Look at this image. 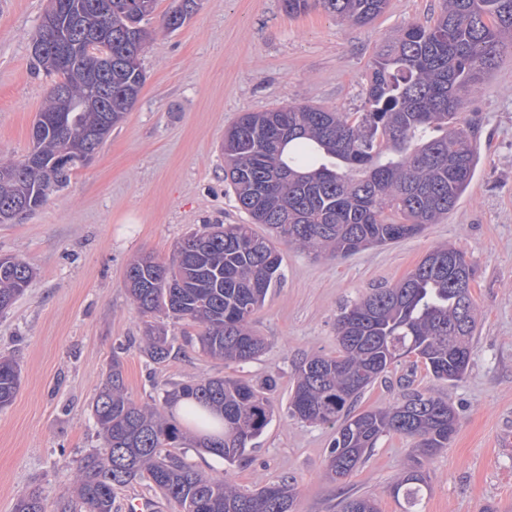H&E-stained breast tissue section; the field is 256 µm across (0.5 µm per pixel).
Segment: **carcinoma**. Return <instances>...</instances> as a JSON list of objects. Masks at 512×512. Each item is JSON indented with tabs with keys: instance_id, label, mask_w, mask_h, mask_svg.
<instances>
[{
	"instance_id": "carcinoma-1",
	"label": "carcinoma",
	"mask_w": 512,
	"mask_h": 512,
	"mask_svg": "<svg viewBox=\"0 0 512 512\" xmlns=\"http://www.w3.org/2000/svg\"><path fill=\"white\" fill-rule=\"evenodd\" d=\"M157 0H51L50 25H38L36 62L63 85L66 100L48 92L32 128L36 155L0 157V224L36 211L68 185L136 103L146 81L141 56L152 37L146 24ZM298 15L315 7L366 24L387 0H281ZM198 0H173L162 27L172 33L197 11ZM95 34L97 52L84 41ZM512 48V0H440L433 24H411L375 55L363 110L336 112L293 103L244 112L224 133V181L247 224H207L178 242L168 262L150 254L133 259L125 286L139 314L187 321L199 328L205 354L238 364L256 359L265 340L252 317L281 282L278 245L327 257L348 256L421 235L448 216L469 188L478 150L471 124L460 114L488 72ZM262 224L266 236L253 225ZM474 273L460 250L428 252L392 287L373 288L344 307L336 355H316L298 367L287 414L336 429L326 464L332 480L350 476L386 433L415 441V454L392 487L404 512H420L429 490L425 465L455 433L459 418L448 400L413 391L393 406L353 413L361 394L394 362L420 359L438 380L467 373L477 333L470 288L461 269ZM34 267L18 256L0 259V312L24 295ZM141 350L160 364L173 339L162 322L148 321ZM21 371L0 357V408L12 404ZM269 377L261 387L231 377H210L162 390V407L140 406L126 392L123 363L112 356L106 382L92 405L102 446L74 460L75 494L57 497L53 512H112L115 490L145 481L175 512H295L288 479L243 491L224 476L199 473L187 462L184 432L172 408L195 405L218 414L224 435L199 440L197 452L233 463L242 458L273 415ZM14 512H47L42 493L19 496ZM343 512H377L356 496Z\"/></svg>"
}]
</instances>
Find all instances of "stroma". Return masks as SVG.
Returning <instances> with one entry per match:
<instances>
[{
  "instance_id": "stroma-1",
  "label": "stroma",
  "mask_w": 512,
  "mask_h": 512,
  "mask_svg": "<svg viewBox=\"0 0 512 512\" xmlns=\"http://www.w3.org/2000/svg\"><path fill=\"white\" fill-rule=\"evenodd\" d=\"M172 0H158L154 39L143 56L146 82L134 108L91 163L34 214L0 224V256L30 262L36 276L0 313V356L14 358L22 381L0 409V512L40 489L47 502L74 483L72 462L102 439L91 405L112 356L126 391L141 405L162 400V386L231 376L253 384L274 378L270 423L242 460L227 464L188 451L197 470L230 473L254 490L282 478L297 488L296 512H340L353 496L402 512L391 493L413 442L382 436L348 478L333 481L326 463L334 428L291 419L287 404L300 363L336 354L342 306L402 281L441 244L464 251L476 269L478 309L472 359L458 382L434 378L408 357L390 366L358 399L356 411L401 401L407 388L448 397L459 428L428 465L422 512H512V53L487 74L462 114L471 121L479 161L456 208L420 236L345 258L281 246L283 277L253 315L263 353L246 364L205 355L197 330L171 324L174 351L153 363L140 351L142 320L124 288L128 262L142 252L169 260L175 244L206 224L248 220L224 182L225 130L243 112L293 102L338 112L363 107L369 62L396 30L424 24L439 0H389L360 25L321 9L288 16L281 0H200L175 32L162 28ZM47 0H0V156L22 159L51 80L32 59Z\"/></svg>"
}]
</instances>
